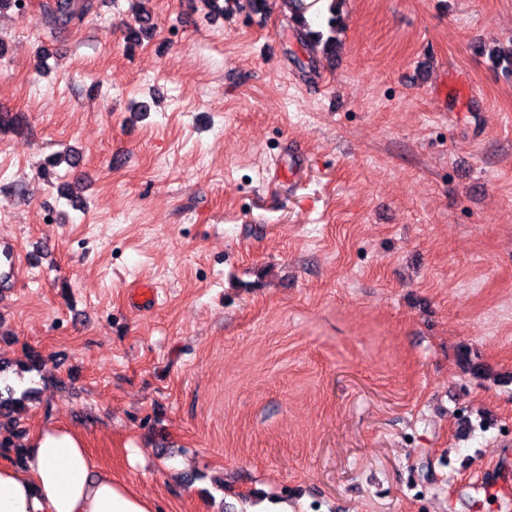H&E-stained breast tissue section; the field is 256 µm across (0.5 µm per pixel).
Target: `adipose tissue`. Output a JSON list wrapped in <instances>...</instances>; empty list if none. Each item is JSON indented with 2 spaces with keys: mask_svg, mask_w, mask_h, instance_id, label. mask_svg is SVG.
Here are the masks:
<instances>
[{
  "mask_svg": "<svg viewBox=\"0 0 512 512\" xmlns=\"http://www.w3.org/2000/svg\"><path fill=\"white\" fill-rule=\"evenodd\" d=\"M0 512H157L111 471L93 462L84 438L47 425L26 444L22 465L0 462Z\"/></svg>",
  "mask_w": 512,
  "mask_h": 512,
  "instance_id": "1",
  "label": "adipose tissue"
}]
</instances>
